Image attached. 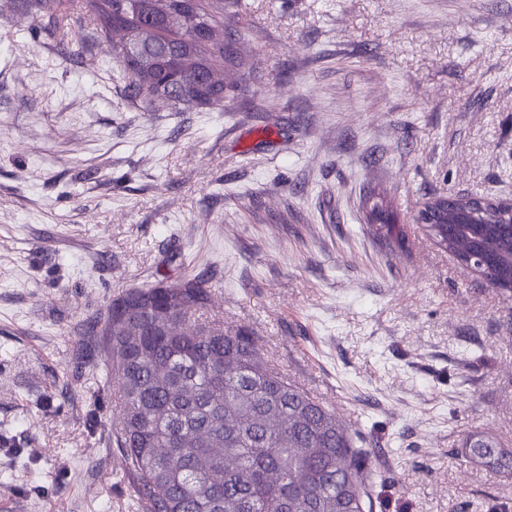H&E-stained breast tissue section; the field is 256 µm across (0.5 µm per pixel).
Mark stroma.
<instances>
[{
	"mask_svg": "<svg viewBox=\"0 0 512 512\" xmlns=\"http://www.w3.org/2000/svg\"><path fill=\"white\" fill-rule=\"evenodd\" d=\"M248 72L224 109L131 98L46 24L0 17V512H136L91 327L208 269L379 474L373 512H512V298L416 217L512 199V0H211ZM388 205L401 231L367 220ZM465 455L500 472L512 473V455L505 454L496 441L482 434L470 436L464 446Z\"/></svg>",
	"mask_w": 512,
	"mask_h": 512,
	"instance_id": "stroma-1",
	"label": "stroma"
}]
</instances>
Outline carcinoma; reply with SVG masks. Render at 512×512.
Returning a JSON list of instances; mask_svg holds the SVG:
<instances>
[{
	"label": "carcinoma",
	"instance_id": "obj_1",
	"mask_svg": "<svg viewBox=\"0 0 512 512\" xmlns=\"http://www.w3.org/2000/svg\"><path fill=\"white\" fill-rule=\"evenodd\" d=\"M34 19L48 18L72 55L63 0H17ZM91 38L114 27L151 41L129 52L112 46V61L130 78L134 98L163 89L186 106L224 109V89L209 83L219 65L242 68L234 32L208 0H78ZM446 251L468 254L467 234L453 232ZM209 272L112 299L96 333L104 382L119 394L114 435L142 512H365L376 484L366 449L336 414L271 368L257 339L196 320L212 297ZM140 333L132 343L127 329ZM465 455L512 473V455L482 434Z\"/></svg>",
	"mask_w": 512,
	"mask_h": 512
}]
</instances>
